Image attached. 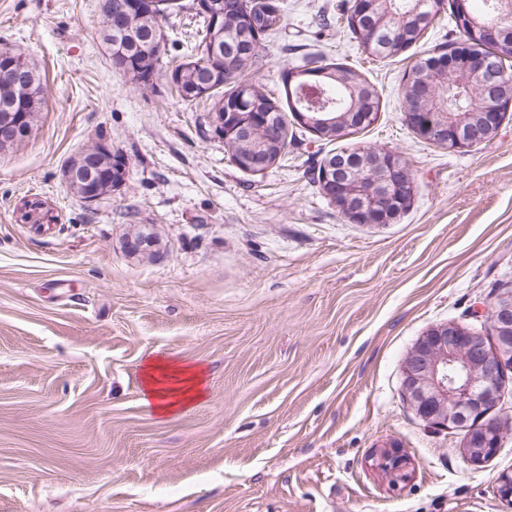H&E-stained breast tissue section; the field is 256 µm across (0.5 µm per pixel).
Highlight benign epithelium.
Wrapping results in <instances>:
<instances>
[{
    "mask_svg": "<svg viewBox=\"0 0 512 512\" xmlns=\"http://www.w3.org/2000/svg\"><path fill=\"white\" fill-rule=\"evenodd\" d=\"M196 8L210 17L212 27L224 28V12L212 0H196ZM360 16L375 13L380 23L391 17L389 0H358ZM493 43L494 56L512 61V40L496 35L492 28L475 23L463 33L456 50L443 58H433L429 68L414 75L408 95L410 111L404 113L410 130L423 140L450 151L462 152L477 140L493 137L502 124L498 106L479 100L466 109L442 111L433 91L446 85L448 73H458L469 86L481 81L488 58L476 51L482 38ZM499 87L497 103H512V76L507 68L491 74ZM350 112L331 116L329 112H296L294 119L309 126L319 125L332 135L350 129ZM254 123L241 112L224 113V128L217 133L224 143L242 142ZM408 168L406 159L394 151L361 150L350 159L349 175L339 178L333 168L321 169L319 185L323 194L354 224L383 225L398 219L412 194L411 181L399 179ZM76 169L85 179L71 175L80 199L92 204L99 199L98 164L81 158ZM490 335L445 322L429 327L406 354L402 365V391L415 416L436 431L462 432V453L471 465H480L500 445V433L489 413L497 405L501 385L512 371V282L497 289L488 319ZM379 466L389 483L397 487L409 480L408 462L401 450L392 446L377 453Z\"/></svg>",
    "mask_w": 512,
    "mask_h": 512,
    "instance_id": "benign-epithelium-1",
    "label": "benign epithelium"
}]
</instances>
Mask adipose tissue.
<instances>
[{
    "mask_svg": "<svg viewBox=\"0 0 512 512\" xmlns=\"http://www.w3.org/2000/svg\"><path fill=\"white\" fill-rule=\"evenodd\" d=\"M205 385L204 369L183 360L155 357L143 368V401L162 418L204 399Z\"/></svg>",
    "mask_w": 512,
    "mask_h": 512,
    "instance_id": "obj_1",
    "label": "adipose tissue"
}]
</instances>
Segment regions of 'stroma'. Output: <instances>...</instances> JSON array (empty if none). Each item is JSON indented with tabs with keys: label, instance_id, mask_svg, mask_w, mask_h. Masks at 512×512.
<instances>
[{
	"label": "stroma",
	"instance_id": "stroma-1",
	"mask_svg": "<svg viewBox=\"0 0 512 512\" xmlns=\"http://www.w3.org/2000/svg\"><path fill=\"white\" fill-rule=\"evenodd\" d=\"M345 0H288L257 76L321 51L380 97L354 142L399 152L414 195L391 224L351 223L309 171L331 153L299 126L264 174L237 168L208 101L165 78L193 41L169 15L163 73L141 92L98 37L99 0H0V42L47 89L38 121L0 151V512H512V430L482 466L460 437L420 422L401 364L432 325L483 329L494 283L512 278V117L464 152L418 138L402 77L447 23L379 59L338 29ZM125 159L112 195L83 203L63 168L97 140ZM37 197L56 221L19 220ZM150 230L155 253L129 254ZM166 355L202 365L205 399L159 419L141 370ZM410 461L392 488L372 456Z\"/></svg>",
	"mask_w": 512,
	"mask_h": 512
}]
</instances>
